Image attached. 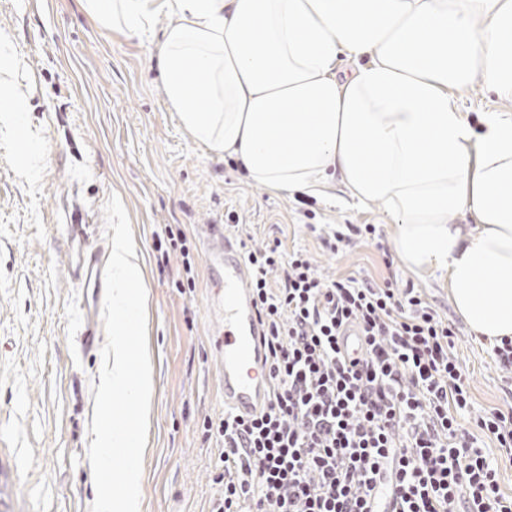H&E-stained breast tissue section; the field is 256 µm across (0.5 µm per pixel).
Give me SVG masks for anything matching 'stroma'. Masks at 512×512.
<instances>
[{
    "label": "stroma",
    "mask_w": 512,
    "mask_h": 512,
    "mask_svg": "<svg viewBox=\"0 0 512 512\" xmlns=\"http://www.w3.org/2000/svg\"><path fill=\"white\" fill-rule=\"evenodd\" d=\"M0 72L25 107L20 127L0 112V512H90L95 500L87 452L102 357L80 345L93 299L71 277L81 247L71 227L86 221L83 247L93 249L113 194L128 212L148 293L153 396L141 512H209L221 491L213 481L220 450L202 428L224 413L206 224L231 225L253 246L276 238L305 250L326 276L419 288L457 328L453 352L476 408L512 407L489 342L456 314L439 273L397 257L384 263L359 237L334 254L308 230L374 224L390 248L393 227L380 208L247 183L235 159L195 143L168 108L149 41L103 29L79 0H0ZM25 146L40 157L32 178L22 174ZM169 228L191 244L193 291L177 283L180 252L158 248Z\"/></svg>",
    "instance_id": "stroma-1"
}]
</instances>
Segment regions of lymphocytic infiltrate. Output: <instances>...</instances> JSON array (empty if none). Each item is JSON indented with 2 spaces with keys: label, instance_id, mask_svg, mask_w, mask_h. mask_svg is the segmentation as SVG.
<instances>
[{
  "label": "lymphocytic infiltrate",
  "instance_id": "f902f5d3",
  "mask_svg": "<svg viewBox=\"0 0 512 512\" xmlns=\"http://www.w3.org/2000/svg\"><path fill=\"white\" fill-rule=\"evenodd\" d=\"M245 258L272 392L256 417L205 421L221 443L224 487L210 512H375L382 486L391 512H512L482 444L493 437L512 458V411L475 413L455 327L422 293L324 276L277 240ZM347 325L364 338L356 360L339 347Z\"/></svg>",
  "mask_w": 512,
  "mask_h": 512
}]
</instances>
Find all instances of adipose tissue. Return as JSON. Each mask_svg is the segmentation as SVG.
Here are the masks:
<instances>
[{"label": "adipose tissue", "mask_w": 512, "mask_h": 512, "mask_svg": "<svg viewBox=\"0 0 512 512\" xmlns=\"http://www.w3.org/2000/svg\"><path fill=\"white\" fill-rule=\"evenodd\" d=\"M80 2L156 41L194 141L268 190L378 204L401 261L441 272L476 336L512 339V115L475 127L451 97L479 79L512 100V0Z\"/></svg>", "instance_id": "adipose-tissue-1"}]
</instances>
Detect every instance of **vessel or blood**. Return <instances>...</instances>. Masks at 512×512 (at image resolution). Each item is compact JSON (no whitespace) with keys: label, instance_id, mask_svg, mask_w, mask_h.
<instances>
[{"label":"vessel or blood","instance_id":"b4317fda","mask_svg":"<svg viewBox=\"0 0 512 512\" xmlns=\"http://www.w3.org/2000/svg\"><path fill=\"white\" fill-rule=\"evenodd\" d=\"M109 254V244L103 241L88 257L79 258L75 282L103 287ZM206 265L210 277L223 286L222 293L211 298L210 310L216 324L214 343L223 358L224 407L244 416L259 413L271 392L265 328L255 307L242 245L223 225L207 227Z\"/></svg>","mask_w":512,"mask_h":512}]
</instances>
